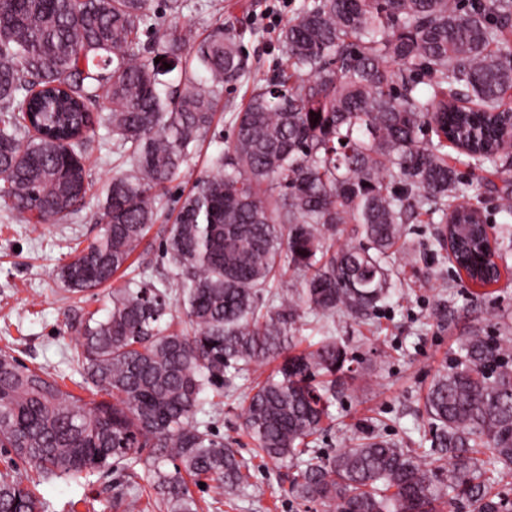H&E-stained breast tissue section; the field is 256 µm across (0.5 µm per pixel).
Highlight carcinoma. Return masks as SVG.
I'll return each mask as SVG.
<instances>
[{
  "instance_id": "obj_1",
  "label": "carcinoma",
  "mask_w": 512,
  "mask_h": 512,
  "mask_svg": "<svg viewBox=\"0 0 512 512\" xmlns=\"http://www.w3.org/2000/svg\"><path fill=\"white\" fill-rule=\"evenodd\" d=\"M186 8L164 0L161 26L151 0H0V201L66 219L90 191L83 152L99 129L121 159L100 233L56 271L67 291L112 283L167 184L191 182L162 238L165 281L141 263L104 316L75 328L71 359L101 399L0 350V512H42L38 481L137 464L166 512H199L192 484L247 492L248 465L198 419L202 394L278 358L246 397L244 430L291 471L294 497L336 512H445L450 497L512 512V341L500 336L470 337L428 388L430 463L372 432L331 455L310 448L355 362L325 320L364 319L395 293L405 225H438L473 283L498 279L448 146L469 166H512V0H301L272 81L242 49L255 28L221 17L192 43ZM249 80L232 140L193 175L224 89ZM285 270L299 287L264 298ZM310 319L323 336L296 353ZM142 496L130 481L123 512Z\"/></svg>"
}]
</instances>
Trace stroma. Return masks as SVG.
I'll list each match as a JSON object with an SVG mask.
<instances>
[{
    "label": "stroma",
    "instance_id": "stroma-1",
    "mask_svg": "<svg viewBox=\"0 0 512 512\" xmlns=\"http://www.w3.org/2000/svg\"><path fill=\"white\" fill-rule=\"evenodd\" d=\"M300 0H211L210 8L185 11L183 21L191 37H198L220 14L242 15L253 8L261 29L245 38L243 49L253 60L271 62L282 53L279 31ZM245 86L224 92L223 109L202 138L191 161L196 172L209 168L232 135V117L246 104ZM92 185L85 209L64 222L29 224L0 204V350L12 349L28 365L41 366L63 377L68 389L82 390L81 369L70 360L77 344L74 328L87 312H105L109 287L91 294L67 292L55 274L71 252L83 248L99 233L97 215L101 191L112 177V142L99 130L84 161ZM476 191L493 237H500L505 214L498 198L512 193V171L491 174ZM434 225H407L411 257L402 259L403 287L370 320L358 323L338 315L331 318L336 337L367 366L365 376L351 380L334 419L314 449L327 454L371 427L420 457L430 450V427L424 395L434 378L449 369L471 335L512 337V248L500 263L497 284L481 288L457 278L446 251L433 243ZM275 368L267 363L244 373L235 389L223 398H208L207 421L214 434L235 448L253 475L246 494H227L213 483L198 497L205 512H336L335 507L305 503L288 491V470L263 458L242 432L244 398L252 386ZM126 473L90 474L76 479L56 478L42 483L39 492L45 512H119L113 502L126 490Z\"/></svg>",
    "mask_w": 512,
    "mask_h": 512
}]
</instances>
